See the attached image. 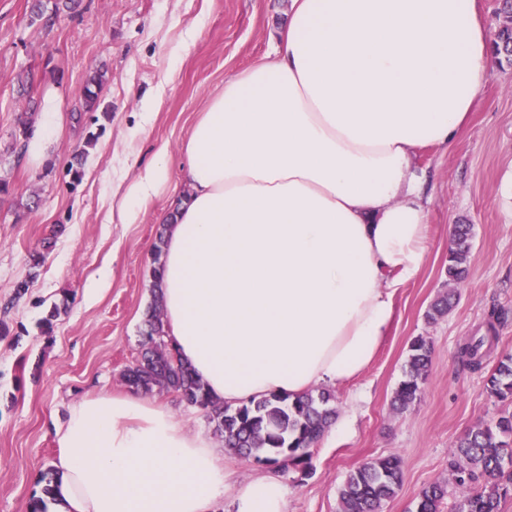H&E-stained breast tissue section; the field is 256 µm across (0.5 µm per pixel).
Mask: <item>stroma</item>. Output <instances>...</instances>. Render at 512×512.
I'll return each instance as SVG.
<instances>
[{"label":"stroma","instance_id":"35a3bbf8","mask_svg":"<svg viewBox=\"0 0 512 512\" xmlns=\"http://www.w3.org/2000/svg\"><path fill=\"white\" fill-rule=\"evenodd\" d=\"M32 0H0V512H28L37 480L52 468L58 448L53 426L86 396L124 390L121 372L141 349L152 303L154 243L162 218L185 195L182 152L208 97L228 80L272 54L286 25L289 0H80L56 11L52 27L32 23ZM194 42H187L189 31ZM33 70L35 103L61 88V130L41 165L13 150L22 110L16 77ZM100 74L96 111H85L82 92ZM160 92L144 134L141 99ZM93 147H86L88 135ZM167 146L168 188L137 224L106 221L112 175H135ZM82 155V177L69 168ZM416 165L428 200V250L418 274L394 298L387 337L368 368L334 390L338 416H352L354 432H326L312 450L307 473L279 474L275 465L225 453L232 480L280 475L287 512H338L348 473L379 457H400L401 491L385 512H412L420 490L448 485L443 512H456L461 490L449 482L451 450L468 428L505 411L484 387L486 371L512 353V63L498 60L481 80L468 126L448 146L419 150ZM473 226L472 261L457 285L453 309L437 321L429 305L448 290V242L454 225ZM52 238L44 264L28 256ZM112 278L90 283L102 265ZM30 280L14 298V285ZM62 310L50 336L40 321L52 305ZM504 313L499 339L479 372L456 354L464 339L485 330L491 311ZM426 337L431 363L420 399L397 413L391 399L404 378L410 341Z\"/></svg>","mask_w":512,"mask_h":512}]
</instances>
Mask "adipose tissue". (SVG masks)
Returning <instances> with one entry per match:
<instances>
[{
    "label": "adipose tissue",
    "mask_w": 512,
    "mask_h": 512,
    "mask_svg": "<svg viewBox=\"0 0 512 512\" xmlns=\"http://www.w3.org/2000/svg\"><path fill=\"white\" fill-rule=\"evenodd\" d=\"M495 57L477 0H290L273 54L211 95L183 148L186 195L160 267L169 341L215 400L339 387L384 341L427 254L413 160L467 126ZM61 102L26 144L42 163ZM158 149L118 221L167 187ZM50 512H287L267 475L227 487L221 443L135 392L82 399L55 428Z\"/></svg>",
    "instance_id": "ef3b65f1"
}]
</instances>
